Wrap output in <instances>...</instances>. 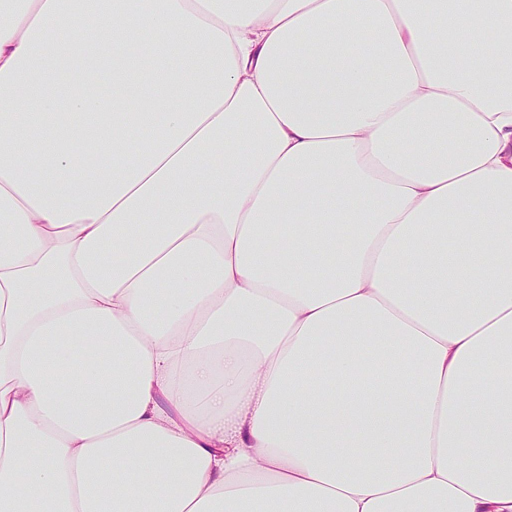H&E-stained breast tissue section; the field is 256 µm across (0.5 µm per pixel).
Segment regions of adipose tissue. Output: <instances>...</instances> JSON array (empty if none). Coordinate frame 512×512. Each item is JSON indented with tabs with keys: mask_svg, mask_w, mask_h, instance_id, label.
<instances>
[{
	"mask_svg": "<svg viewBox=\"0 0 512 512\" xmlns=\"http://www.w3.org/2000/svg\"><path fill=\"white\" fill-rule=\"evenodd\" d=\"M70 2L0 0V512H512V0Z\"/></svg>",
	"mask_w": 512,
	"mask_h": 512,
	"instance_id": "1",
	"label": "adipose tissue"
}]
</instances>
